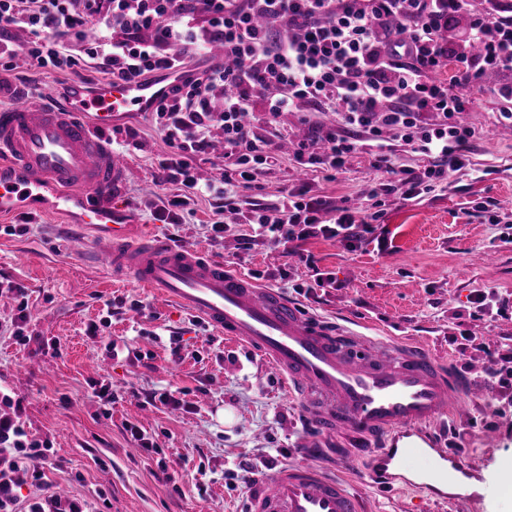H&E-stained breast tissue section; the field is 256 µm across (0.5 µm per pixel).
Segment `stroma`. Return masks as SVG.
Segmentation results:
<instances>
[{
	"instance_id": "1",
	"label": "stroma",
	"mask_w": 512,
	"mask_h": 512,
	"mask_svg": "<svg viewBox=\"0 0 512 512\" xmlns=\"http://www.w3.org/2000/svg\"><path fill=\"white\" fill-rule=\"evenodd\" d=\"M72 49L81 60L72 71L0 60V81L11 86L0 93V107L26 104L47 87L63 91L75 80L107 84V75L83 62V45ZM509 83L512 72L490 71L474 87L472 111L459 116L473 132L463 168L417 198L396 192L378 207L367 191L385 174L373 168L368 147L351 153L336 172L295 158L301 143L340 129V114L285 112L273 125L256 120L258 137L271 139L280 129L290 141L258 188L230 195L231 209L221 216L229 228L212 245L211 257L233 270L260 273V286L284 292L305 312L417 340L484 384L489 355L512 354V124L501 119L504 103L497 95ZM111 136L113 150L137 172L113 200L116 213L123 223L169 237L175 230L152 215L160 198L180 190L154 178L169 151L163 136L146 112L118 115ZM299 188L347 204L355 220H370L371 234L354 249L314 238L260 240L239 250L234 212L273 211ZM194 209L175 231L180 244L205 240L208 223L220 218L209 198H199ZM10 224L29 231L5 234ZM77 225L72 211L0 215V274L21 282L28 301L20 341L9 325L22 312L11 297L0 296V391L21 401L29 436L50 438L55 458L63 460V467L45 471L52 490L86 501L90 512H244L261 472L309 457L362 497L366 512H512L498 483L499 474L512 468V376L432 432L436 455L461 453L478 492L436 505L401 474L376 487L360 458L343 450L333 458L323 454L270 365L132 280L93 267L72 245ZM318 273L329 279L321 288L312 285ZM478 290L494 292L505 312L473 316L468 297ZM135 300L144 309L133 319L127 306ZM92 325L98 328L93 337L87 333ZM174 336L181 340L176 360L170 356ZM113 340L127 341L129 354L108 358L105 347ZM50 342L57 354L47 353ZM97 379L108 380L117 396L110 412H102L92 394ZM165 389L183 391L188 411L145 403L147 394ZM129 423L152 437L159 452L130 454ZM488 429L497 434L491 445L483 439Z\"/></svg>"
}]
</instances>
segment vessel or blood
Masks as SVG:
<instances>
[{"instance_id": "vessel-or-blood-1", "label": "vessel or blood", "mask_w": 512, "mask_h": 512, "mask_svg": "<svg viewBox=\"0 0 512 512\" xmlns=\"http://www.w3.org/2000/svg\"><path fill=\"white\" fill-rule=\"evenodd\" d=\"M171 90L168 81L131 80L90 93L75 82L64 106L45 89L35 103L0 109V213L80 208L97 265L131 276L258 353L282 374L322 441L342 434L364 440L373 478H388L394 465L424 454L428 427L456 415L464 401L484 398V388L421 347L305 314L209 258L206 244L180 247L119 223L112 199L132 171L112 149V122L151 111ZM247 512H360V502L304 460L264 472Z\"/></svg>"}]
</instances>
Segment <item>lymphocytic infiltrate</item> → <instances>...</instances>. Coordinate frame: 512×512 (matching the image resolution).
<instances>
[{
    "label": "lymphocytic infiltrate",
    "instance_id": "lymphocytic-infiltrate-1",
    "mask_svg": "<svg viewBox=\"0 0 512 512\" xmlns=\"http://www.w3.org/2000/svg\"><path fill=\"white\" fill-rule=\"evenodd\" d=\"M83 2L78 14L70 0H0V30L27 29L25 56L45 69L78 66L69 44L85 40L90 23L112 29L110 39L87 50L111 79L147 81L184 69L172 97L153 113L170 148L155 179L182 187L154 211L165 224L182 223L198 196L221 195L228 185L258 187L270 156L247 121L253 112L272 119L285 112L340 113L343 127L327 136L317 163L342 169L357 148V133H365L376 146L374 168L398 172L404 198L414 199L464 166L472 131L455 116L469 111L479 75L512 70V10L478 12L473 0ZM462 10L471 11L472 20L452 46L444 32ZM215 44L224 48L223 64L188 67V60ZM451 65L455 78L443 79ZM426 113L435 114L436 123H423ZM215 122L224 129V173L220 181L203 183L191 159L209 148ZM388 132L430 157V165L420 172L394 169ZM238 221L250 227L239 236L246 249L260 237L288 243L320 236L351 247L371 231L370 224L355 222L348 207L301 191L288 194L275 214H242ZM51 449L50 441L29 438L20 417L0 416V512H16L24 481L43 486L45 468L57 464Z\"/></svg>",
    "mask_w": 512,
    "mask_h": 512
}]
</instances>
